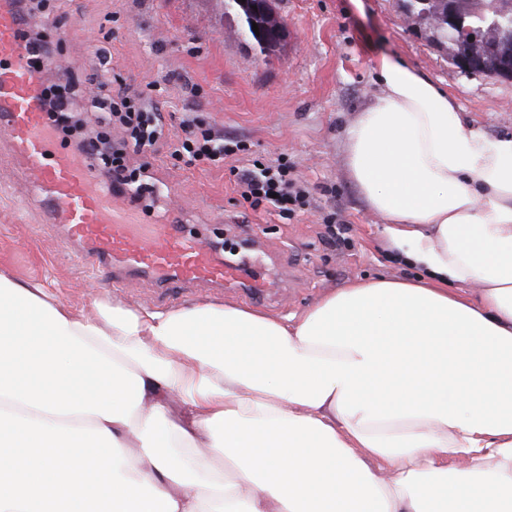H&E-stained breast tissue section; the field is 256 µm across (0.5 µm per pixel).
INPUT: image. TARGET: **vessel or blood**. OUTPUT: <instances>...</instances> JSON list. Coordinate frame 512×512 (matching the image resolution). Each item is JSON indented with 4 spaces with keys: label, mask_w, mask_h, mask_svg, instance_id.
<instances>
[{
    "label": "vessel or blood",
    "mask_w": 512,
    "mask_h": 512,
    "mask_svg": "<svg viewBox=\"0 0 512 512\" xmlns=\"http://www.w3.org/2000/svg\"><path fill=\"white\" fill-rule=\"evenodd\" d=\"M31 57L12 0H0V138L11 163L34 180L41 224L60 231L71 256L92 271H110L117 284L144 276L242 287L248 298L261 297L264 283H246L238 265L218 260L182 227L138 224L117 206L95 170L57 143L39 99L45 75Z\"/></svg>",
    "instance_id": "obj_1"
}]
</instances>
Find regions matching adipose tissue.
<instances>
[{"mask_svg":"<svg viewBox=\"0 0 512 512\" xmlns=\"http://www.w3.org/2000/svg\"><path fill=\"white\" fill-rule=\"evenodd\" d=\"M377 71L344 163L413 277L276 317L0 271V512H512V137Z\"/></svg>","mask_w":512,"mask_h":512,"instance_id":"1","label":"adipose tissue"}]
</instances>
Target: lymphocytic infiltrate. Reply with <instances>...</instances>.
<instances>
[{"label":"lymphocytic infiltrate","mask_w":512,"mask_h":512,"mask_svg":"<svg viewBox=\"0 0 512 512\" xmlns=\"http://www.w3.org/2000/svg\"><path fill=\"white\" fill-rule=\"evenodd\" d=\"M15 5L20 19L28 24L26 35L35 54L34 64L42 66L54 58L68 33L58 30L52 42L30 21L56 14L58 0H15ZM41 97L55 135L75 156L89 162L98 171L103 187L118 196L124 195L136 178L128 166L129 157L144 153L167 136L162 114L148 110L143 93L123 82L101 80L87 92L67 74L44 85ZM181 131L172 156L195 165L218 167L247 149L244 142L225 140L222 130L194 118L183 119ZM235 176L236 192L251 210L270 207L280 220L288 221L307 204V191L287 161H257L252 168L236 171Z\"/></svg>","instance_id":"obj_1"}]
</instances>
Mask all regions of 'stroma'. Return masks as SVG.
Listing matches in <instances>:
<instances>
[{"label": "stroma", "mask_w": 512, "mask_h": 512, "mask_svg": "<svg viewBox=\"0 0 512 512\" xmlns=\"http://www.w3.org/2000/svg\"><path fill=\"white\" fill-rule=\"evenodd\" d=\"M272 7L286 37L268 54L234 37L241 20L225 14L223 0H65L61 21L72 38L60 57L76 80L105 62L132 88L150 89L169 117V136L134 162L146 165L153 196L169 211L145 222L188 225L209 246L258 244L275 279L255 309L287 316L352 279L408 274L381 249L383 221L369 213L343 164L346 130L378 90L380 56L421 71L455 98L462 120L493 139L512 137V80L461 73L443 48L407 25L403 0H272ZM186 116L223 128L260 161L287 159L310 188L307 205L282 223L244 209L228 168L172 158ZM30 193V180L0 154V271L41 283L74 311L89 312L98 301L159 311L238 302L234 291L212 285L174 296L147 278L111 289L105 275L73 261L54 232L38 229ZM329 212L348 225L350 249L324 243Z\"/></svg>", "instance_id": "35a3bbf8"}]
</instances>
